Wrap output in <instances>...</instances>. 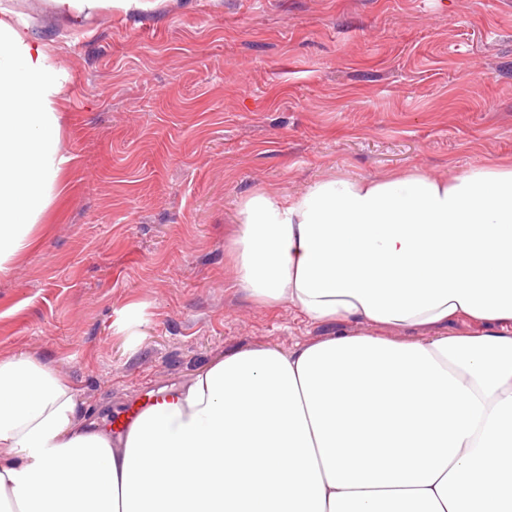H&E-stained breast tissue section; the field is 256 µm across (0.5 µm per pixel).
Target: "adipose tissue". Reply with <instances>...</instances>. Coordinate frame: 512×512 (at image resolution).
<instances>
[{"mask_svg": "<svg viewBox=\"0 0 512 512\" xmlns=\"http://www.w3.org/2000/svg\"><path fill=\"white\" fill-rule=\"evenodd\" d=\"M51 55L0 9V273L62 193ZM225 248L253 299L374 332L224 355L117 442L0 359V512H512V166L255 192Z\"/></svg>", "mask_w": 512, "mask_h": 512, "instance_id": "adipose-tissue-1", "label": "adipose tissue"}]
</instances>
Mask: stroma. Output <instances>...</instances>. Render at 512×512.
<instances>
[{"label": "stroma", "instance_id": "35a3bbf8", "mask_svg": "<svg viewBox=\"0 0 512 512\" xmlns=\"http://www.w3.org/2000/svg\"><path fill=\"white\" fill-rule=\"evenodd\" d=\"M63 69L66 191L0 275V358L114 420L245 348L335 335L234 282L241 199L512 166V0H0ZM57 10L65 15H80L83 12L98 9H120L125 13L148 10L158 6V1L152 0H54Z\"/></svg>", "mask_w": 512, "mask_h": 512}]
</instances>
